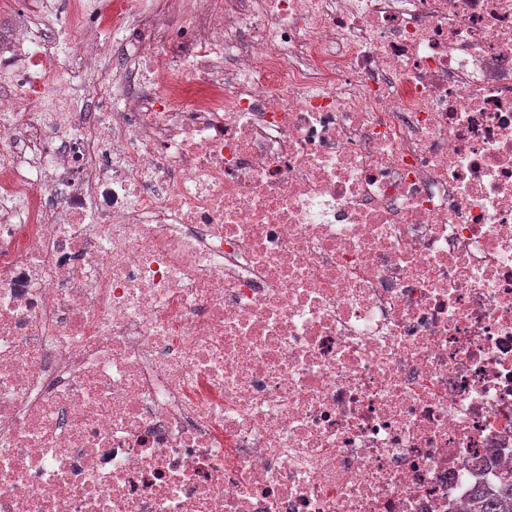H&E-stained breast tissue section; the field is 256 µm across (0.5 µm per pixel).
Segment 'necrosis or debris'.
<instances>
[{"mask_svg": "<svg viewBox=\"0 0 512 512\" xmlns=\"http://www.w3.org/2000/svg\"><path fill=\"white\" fill-rule=\"evenodd\" d=\"M62 36L77 94L29 24L0 55V512H466L512 472V0Z\"/></svg>", "mask_w": 512, "mask_h": 512, "instance_id": "necrosis-or-debris-1", "label": "necrosis or debris"}]
</instances>
